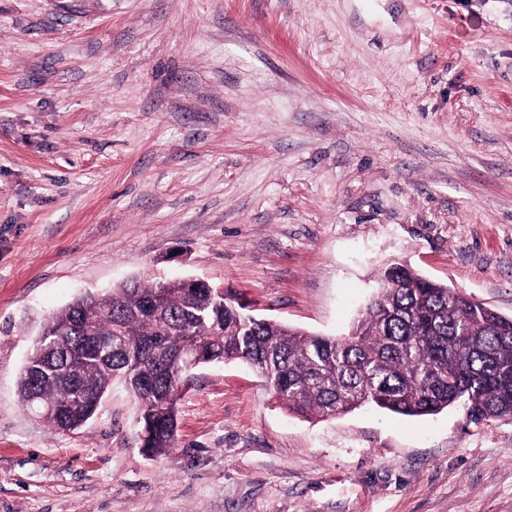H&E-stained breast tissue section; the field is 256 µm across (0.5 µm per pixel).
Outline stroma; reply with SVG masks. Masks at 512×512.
Segmentation results:
<instances>
[{
  "instance_id": "35a3bbf8",
  "label": "stroma",
  "mask_w": 512,
  "mask_h": 512,
  "mask_svg": "<svg viewBox=\"0 0 512 512\" xmlns=\"http://www.w3.org/2000/svg\"><path fill=\"white\" fill-rule=\"evenodd\" d=\"M404 261L512 317V0H0V512H512V418L290 415L193 372L50 429L17 380L48 316L199 278L348 333Z\"/></svg>"
}]
</instances>
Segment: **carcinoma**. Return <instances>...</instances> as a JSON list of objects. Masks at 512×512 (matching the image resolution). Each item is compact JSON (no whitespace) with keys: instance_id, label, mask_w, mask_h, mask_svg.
Masks as SVG:
<instances>
[{"instance_id":"cac0c4a2","label":"carcinoma","mask_w":512,"mask_h":512,"mask_svg":"<svg viewBox=\"0 0 512 512\" xmlns=\"http://www.w3.org/2000/svg\"><path fill=\"white\" fill-rule=\"evenodd\" d=\"M343 338L242 312L211 285L135 281L55 312L20 373L18 395L57 431H73L121 383L140 403L146 449L174 446L178 402L200 365L254 368L288 411L328 418L365 405L402 416L462 405L474 421L512 417V317L394 263Z\"/></svg>"}]
</instances>
